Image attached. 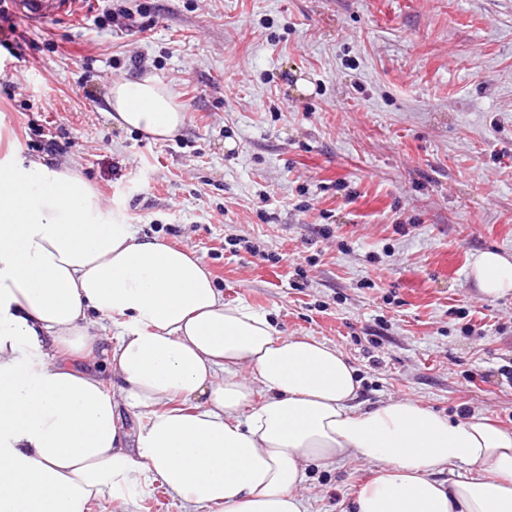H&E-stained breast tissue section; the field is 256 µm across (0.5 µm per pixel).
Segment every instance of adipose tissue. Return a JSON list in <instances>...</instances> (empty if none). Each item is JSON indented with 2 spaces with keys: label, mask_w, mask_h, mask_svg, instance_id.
Instances as JSON below:
<instances>
[{
  "label": "adipose tissue",
  "mask_w": 512,
  "mask_h": 512,
  "mask_svg": "<svg viewBox=\"0 0 512 512\" xmlns=\"http://www.w3.org/2000/svg\"><path fill=\"white\" fill-rule=\"evenodd\" d=\"M106 104L158 139L185 123L149 77L113 81ZM471 275L511 293L512 257L484 251ZM94 316L114 328L108 386L73 363ZM360 384L338 348L225 302L200 258L122 222L75 163L0 162V512H87L143 478L191 512H306L311 467L352 457L379 468L352 512H512V428L364 408ZM126 411L147 423L129 432Z\"/></svg>",
  "instance_id": "adipose-tissue-1"
}]
</instances>
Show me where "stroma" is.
I'll use <instances>...</instances> for the list:
<instances>
[{
  "label": "stroma",
  "mask_w": 512,
  "mask_h": 512,
  "mask_svg": "<svg viewBox=\"0 0 512 512\" xmlns=\"http://www.w3.org/2000/svg\"><path fill=\"white\" fill-rule=\"evenodd\" d=\"M87 0L81 25H0V159L50 136L101 202L190 249L226 302L336 346L360 401L412 399L512 425V293L483 296L482 251L512 253V0ZM155 20L127 27V14ZM154 77L185 114L157 140L112 125L114 80ZM248 240L256 254L233 251ZM377 473L312 472L309 512H350ZM126 512H182L140 481Z\"/></svg>",
  "instance_id": "35a3bbf8"
}]
</instances>
